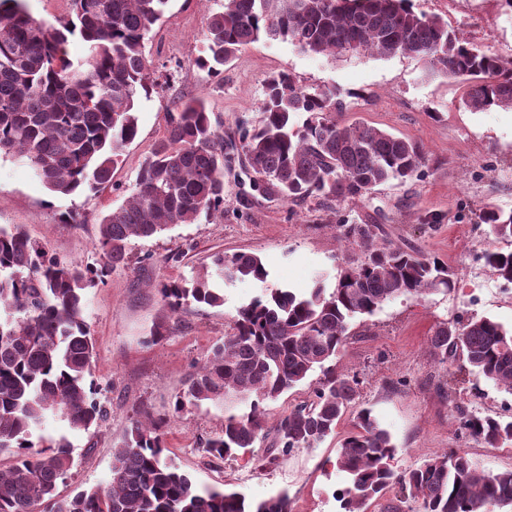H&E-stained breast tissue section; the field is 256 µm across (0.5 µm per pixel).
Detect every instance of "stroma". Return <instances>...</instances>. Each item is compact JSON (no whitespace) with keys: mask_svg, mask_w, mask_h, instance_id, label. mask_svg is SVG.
I'll use <instances>...</instances> for the list:
<instances>
[{"mask_svg":"<svg viewBox=\"0 0 512 512\" xmlns=\"http://www.w3.org/2000/svg\"><path fill=\"white\" fill-rule=\"evenodd\" d=\"M224 0H170L162 21L145 40V54L165 65L167 85L136 104L138 134L98 193L49 191L32 168L0 157V225H20L59 260L94 264L100 217L132 192L139 167L164 131V118L178 100H203L225 132L257 121L264 83L285 71L306 88L336 90L346 111L343 125L359 122L423 144L428 162L419 177L387 183L370 193L321 206L269 200L249 187L241 170L224 175V214L179 224L151 239H134L130 261L87 289L86 321L96 341L94 380L109 415L99 429L76 433L57 417L44 435L68 436L74 466L63 493L95 486L110 475L112 449L139 409L168 420L167 456L200 487L228 488L259 501L287 492L292 512H341L336 492L346 475L335 466L341 438L352 430L347 412L334 434L311 448H297L272 465L255 458L269 447L257 439L253 455L233 461L211 458L202 440L221 431L228 414L244 406L205 404L174 413L173 404L196 367L222 342L237 309L263 287L304 290L315 276L336 275L356 258V246L340 236L341 224L375 220L382 238L438 259L455 274L456 286L419 297H399L373 315L351 320L337 372L354 377L357 404L370 408L398 448L396 471L415 468L436 453L457 449L483 471L512 469V446L490 448L459 432L461 414L512 415V394L481 376L442 365L430 353L439 323L488 317L512 329V282L486 265V250L512 251L478 216L486 206L512 210V107L471 111L464 107V79L425 74L412 55L380 57L341 53L315 56L287 41L259 40L243 48L220 76L200 69L207 17ZM416 13L447 22L463 39L503 61H512V8L505 0H409ZM78 216L75 224L67 216ZM246 252L265 264L266 283L237 280L224 286L220 307L190 306L169 316L155 291L158 283L191 275L216 253ZM165 324L166 335L150 331Z\"/></svg>","mask_w":512,"mask_h":512,"instance_id":"obj_1","label":"stroma"}]
</instances>
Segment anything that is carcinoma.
<instances>
[{"instance_id":"obj_1","label":"carcinoma","mask_w":512,"mask_h":512,"mask_svg":"<svg viewBox=\"0 0 512 512\" xmlns=\"http://www.w3.org/2000/svg\"><path fill=\"white\" fill-rule=\"evenodd\" d=\"M60 26L34 18L25 0H0V155L29 165L52 192H94L112 183L122 153L137 136L135 103L159 86L145 39L169 0H70ZM407 0H224L206 24L199 67L221 75L243 47L265 37L301 52L380 57L412 54L429 71L464 77L463 103L479 111L512 105V64L466 41L437 17L415 13ZM79 33L87 55L70 58L68 36ZM346 108L334 90L311 91L287 72L270 75L260 119L224 135L201 100L166 113L165 132L141 165L136 188L98 222L99 265L65 263L25 229L0 226V512H291L280 493L249 502L234 491L198 488L163 458L161 420L136 419L113 448L102 485L61 495L72 469L67 436L47 439L42 425L58 415L73 432L99 427L108 416L93 380L96 349L85 317V291L126 264L128 244L177 224L224 214V171L241 162L253 190L299 204L325 205L360 197L388 183L418 177L425 148L361 123L339 125ZM497 238L512 239V210L490 206L479 215ZM377 224H346L343 239L359 259L341 269L334 288L318 279L308 292L273 288L237 310L224 341L188 379L174 411L240 400L249 411L224 417L205 452L236 459L253 448L264 404L319 371L312 399L295 405L272 430L259 457L271 465L295 448H311L336 432L353 407L357 381L330 363L344 346L348 325L397 297L455 287L448 267L381 241ZM486 264L512 282V252L488 251ZM262 260L249 253L216 254L189 278L157 285L173 315L196 303L224 305L215 282H266ZM430 349L441 363L459 355L478 376L512 393V330L487 318L438 325ZM460 429L491 448L512 445V419L461 418ZM397 447L372 411L356 412L353 430L336 448L347 483L337 499L343 512H366L399 485L402 497L380 512H512V470L485 473L467 454L450 450L397 474Z\"/></svg>"}]
</instances>
